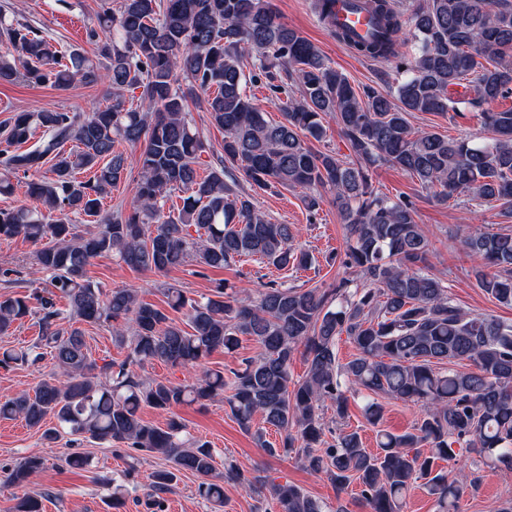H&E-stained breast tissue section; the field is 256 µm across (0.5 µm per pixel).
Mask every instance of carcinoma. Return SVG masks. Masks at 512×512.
I'll return each instance as SVG.
<instances>
[{
	"label": "carcinoma",
	"instance_id": "obj_1",
	"mask_svg": "<svg viewBox=\"0 0 512 512\" xmlns=\"http://www.w3.org/2000/svg\"><path fill=\"white\" fill-rule=\"evenodd\" d=\"M320 21L336 29V0H314ZM378 32L353 50L395 64L402 75L394 92L378 93L351 84L318 49L282 25L262 0H100L89 42L103 59L56 49L42 32L0 15V82L22 78L67 89L75 80L105 82L112 104L90 112H18L0 127V195L12 194L23 176L36 207L0 208V238L21 236L35 244L39 269L52 290L37 297L38 310L21 296L0 298V334L36 313L39 336L27 349L5 348L0 365L23 364L47 350L63 377L44 380L33 393L0 398V418H21L50 441L62 434L160 453L169 466L151 474L155 506H164L178 475H196L199 495L224 507V482L263 493L274 512H324L323 506L288 482L244 477L233 465L218 474L210 444L182 438L175 415L166 427L141 418L144 407L177 406L224 399L246 431L255 415L282 434L276 448L258 441L271 456L300 443L301 465L325 474L337 491L359 487L357 499L369 512H402L416 482L433 496L436 512H458L463 488L437 469L457 457L454 445L484 462L512 470V324L469 314L453 302L448 285L428 272L429 243L404 200L375 192L369 168H400L446 202L467 193L478 205L512 208V108L484 112L488 141L445 138L412 130V112L460 113L459 105L481 108L512 95V0H421L405 8L395 0H371ZM473 76L475 96L459 98L453 87ZM264 81L283 95L284 120L270 122L245 93L247 82ZM140 90L139 105L125 107L124 92ZM204 96L210 121L224 130V158L203 159L206 146L186 112V102ZM336 121L354 159L318 152L310 143ZM76 150L67 151V143ZM122 143L140 147L134 201L129 210H103V200L127 171ZM51 176H38L45 165ZM209 169L201 176L200 168ZM239 167L252 187L276 185L302 192L310 211L319 206L311 191L335 192L350 244L341 264L356 268L364 285L346 294L349 281L329 292L268 284L258 300L227 292L204 301L167 289L169 309L185 311V326L167 311L143 303L129 289H102L85 281L90 261L115 255L127 266L164 273L189 261L223 268L257 256L277 269L299 270L314 263L293 246L288 224H273L251 197L226 181ZM80 170L92 176L77 178ZM183 193L177 213H165L173 191ZM94 229L73 233L74 219ZM462 249L494 272L475 269L478 285L497 301L512 305V233L476 230L460 237ZM66 301L74 322L105 324L126 345L127 360L112 369L87 353L84 332L63 328L56 300ZM346 336L357 354L341 364L336 341ZM258 347L224 377L203 368L218 349L232 350L239 337ZM304 346L308 370L292 384L295 350ZM153 361L186 371L202 370L188 383L145 382L135 368ZM468 361V371L442 372L435 364ZM367 393L363 414L376 426L379 399L420 404L425 414L411 431L377 435L379 452L363 446L355 430L325 440L320 407L336 406L343 418L346 392ZM55 425L46 427L47 420ZM428 448L424 454L420 448ZM43 461L30 456L7 476L20 485L39 473ZM9 512H42L40 500L17 499Z\"/></svg>",
	"mask_w": 512,
	"mask_h": 512
}]
</instances>
